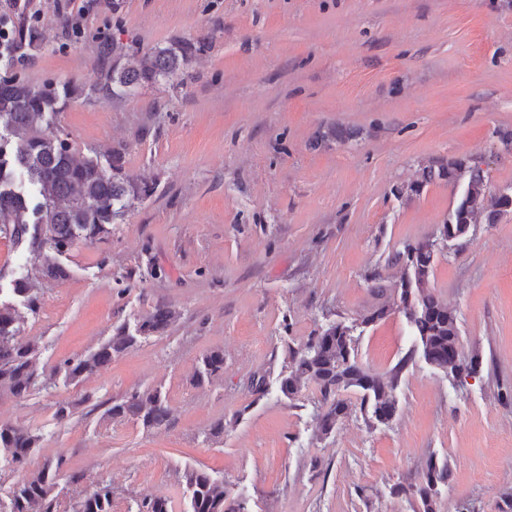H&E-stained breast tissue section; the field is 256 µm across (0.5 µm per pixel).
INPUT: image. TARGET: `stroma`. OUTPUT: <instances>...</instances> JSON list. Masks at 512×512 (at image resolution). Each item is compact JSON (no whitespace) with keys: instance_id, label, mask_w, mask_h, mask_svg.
<instances>
[{"instance_id":"obj_1","label":"stroma","mask_w":512,"mask_h":512,"mask_svg":"<svg viewBox=\"0 0 512 512\" xmlns=\"http://www.w3.org/2000/svg\"><path fill=\"white\" fill-rule=\"evenodd\" d=\"M39 39L0 55V76L75 82L50 117L76 160L148 182L122 219L59 256L69 276L42 278V254L0 238V302L39 298L18 341L37 340L38 383L22 399L0 387V424L39 443L25 467L0 459V512L18 482L62 460L112 486V512L149 497L189 512L197 468L244 494L248 512H422L407 487L428 459L447 462L435 512H506L512 504V212L442 241L462 183L399 195L436 159H478L494 190L512 188V0H29ZM79 17L71 37L65 16ZM206 37L189 75L105 98L111 66ZM435 242L431 290L454 310L475 378L427 364L404 316L396 254ZM389 313L368 326L361 317ZM178 313L95 374L63 360L156 308ZM356 324L359 361L397 374L398 409L376 422L356 389L326 435L316 384L295 398L280 380L290 353L328 325ZM224 353V373L202 378ZM159 391L161 426L115 417L113 400ZM69 416H56L59 406Z\"/></svg>"}]
</instances>
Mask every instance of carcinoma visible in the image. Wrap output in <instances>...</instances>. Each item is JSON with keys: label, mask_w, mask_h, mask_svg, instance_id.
<instances>
[{"label": "carcinoma", "mask_w": 512, "mask_h": 512, "mask_svg": "<svg viewBox=\"0 0 512 512\" xmlns=\"http://www.w3.org/2000/svg\"><path fill=\"white\" fill-rule=\"evenodd\" d=\"M205 46L206 39L199 37L158 47L131 64L107 70L100 90L116 95L183 75ZM77 93L74 84H34L17 76L0 77V237L45 252L41 273L55 280L68 275L56 256L80 241L107 232L108 226L123 216L129 199L151 192L148 183L133 182L120 175L119 156L113 157L112 171L108 172L94 159L76 161L67 140L46 132L44 125L58 111L59 103ZM9 166L26 172L34 196L27 197L12 189ZM463 178V196L442 225L446 237L454 240L464 238L479 219L493 224L500 215L512 210L508 202L491 191L480 162L462 158L433 162L423 167L419 177L407 186V191L418 194L436 180L456 183ZM397 257L404 259L405 267L411 271L402 285L401 302L404 314L411 315L410 326L424 359L454 377L471 374L475 365L466 361L459 350L456 315L429 287L434 260L432 242L409 243ZM13 291L24 297L28 310L36 311L39 299L31 294L27 278L16 279ZM175 318V310L159 307L139 325L137 332L160 333ZM22 321L23 316L15 307L0 304V387L8 388L19 399L35 384L34 361L39 352L34 341H16ZM136 342V336L120 327L97 349L63 361L62 368L72 380L93 374L108 366L113 355L130 350ZM203 365V374L210 378L224 373V352H210ZM397 379L396 373L380 375L361 364L354 352L351 328L333 324L293 353L290 372L281 380L280 389L292 398L308 383L319 386L328 405L318 416L317 430L326 435L347 416L349 406L338 395L350 388L363 392L362 404L376 421H390L398 406ZM109 413L159 426L168 421L170 410L158 391L148 390L114 401ZM38 442L39 436L25 428L0 425V454H6L17 467L27 464ZM60 468L59 462L45 466L18 483L12 492L9 512H56L52 491ZM185 478L190 512H247L245 500L230 496L224 482L206 471L192 469ZM447 480L448 464L439 465L431 458L426 463L424 481L401 492L419 498L423 512H434L436 486ZM73 512H112L110 485H91L79 496ZM138 512H170L168 500L146 498L138 505Z\"/></svg>", "instance_id": "1"}]
</instances>
